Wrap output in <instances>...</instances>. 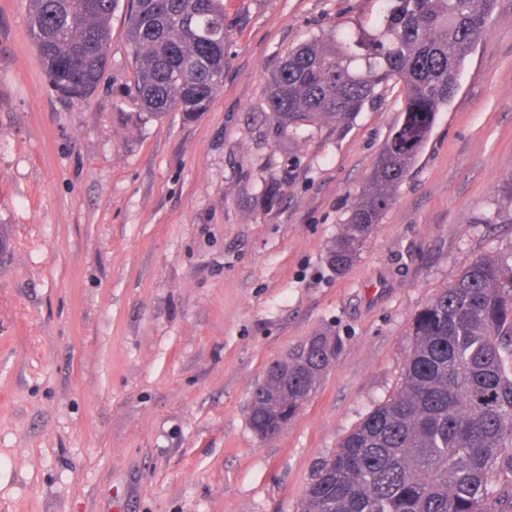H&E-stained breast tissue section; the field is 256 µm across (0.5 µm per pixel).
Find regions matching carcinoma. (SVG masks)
<instances>
[{"label":"carcinoma","mask_w":512,"mask_h":512,"mask_svg":"<svg viewBox=\"0 0 512 512\" xmlns=\"http://www.w3.org/2000/svg\"><path fill=\"white\" fill-rule=\"evenodd\" d=\"M375 33L314 39L272 74L268 105L292 128L339 124L376 90L400 82L403 121L388 137L368 185L330 250L343 271L424 147L437 112L486 31L496 0H380ZM41 67L59 93L93 94L108 64L118 0H27ZM127 40L143 111H206L224 74V0H127ZM403 383L343 439L317 471L301 512H507L495 478L512 471V260L473 261L415 316ZM336 340L309 336L269 367L253 390L248 423L266 438L316 391Z\"/></svg>","instance_id":"1"}]
</instances>
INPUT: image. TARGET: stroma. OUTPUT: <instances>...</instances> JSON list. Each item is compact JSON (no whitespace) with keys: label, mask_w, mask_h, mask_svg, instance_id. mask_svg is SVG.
<instances>
[{"label":"stroma","mask_w":512,"mask_h":512,"mask_svg":"<svg viewBox=\"0 0 512 512\" xmlns=\"http://www.w3.org/2000/svg\"><path fill=\"white\" fill-rule=\"evenodd\" d=\"M377 17L375 0H224L208 111L134 127L125 6L76 100L42 70L26 0H0V512H300L317 468L399 391L418 312L476 258L512 254V0H497L393 205L330 268L403 88L293 129L268 78ZM318 333L335 359L259 438L253 388Z\"/></svg>","instance_id":"35a3bbf8"}]
</instances>
